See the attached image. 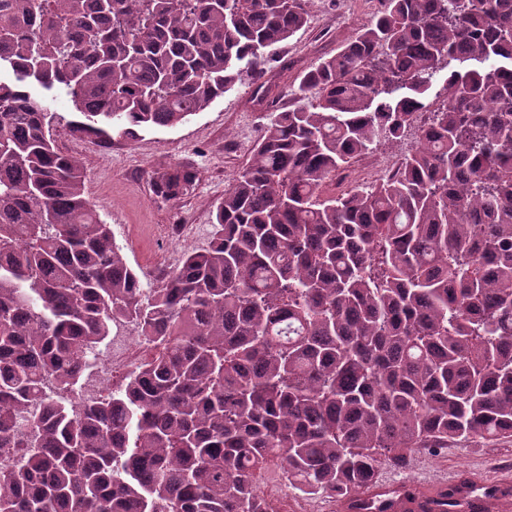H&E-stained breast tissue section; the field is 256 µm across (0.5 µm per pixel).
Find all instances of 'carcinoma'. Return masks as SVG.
<instances>
[{
    "label": "carcinoma",
    "mask_w": 512,
    "mask_h": 512,
    "mask_svg": "<svg viewBox=\"0 0 512 512\" xmlns=\"http://www.w3.org/2000/svg\"><path fill=\"white\" fill-rule=\"evenodd\" d=\"M381 2L302 72L310 107L264 113L209 246L145 288L34 86L87 136L174 127L310 0H0V512H273L274 461L345 497L382 455L512 439V0ZM409 132L393 175L336 187ZM125 323L154 354L83 401Z\"/></svg>",
    "instance_id": "obj_1"
}]
</instances>
